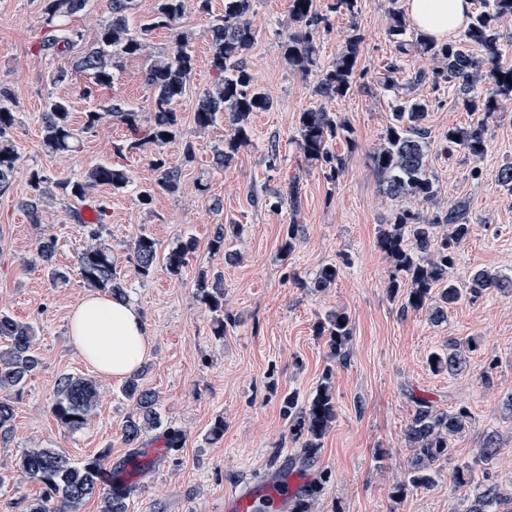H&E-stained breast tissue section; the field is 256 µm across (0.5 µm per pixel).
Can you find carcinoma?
Here are the masks:
<instances>
[{
    "mask_svg": "<svg viewBox=\"0 0 512 512\" xmlns=\"http://www.w3.org/2000/svg\"><path fill=\"white\" fill-rule=\"evenodd\" d=\"M133 2L108 0V18L95 32L91 46L74 57L73 66L88 76L83 97L95 101L85 112L83 129L93 130L107 117L121 124L125 129L124 137L113 146L119 158L139 154L149 145L155 147L150 156V166L156 173L155 186L142 191L139 197L141 205L149 206L155 192L173 195L181 188L182 170L170 162L165 147L179 134L181 115L177 106L187 96L194 72L193 57L187 50L192 34L180 30L187 0H155L151 14L137 23L132 20ZM89 3L90 0H44L39 50L52 55L71 53L77 33L67 27V22ZM252 7V0H224V17L207 33L212 46V85L199 93L193 120L198 129L205 131L214 125L219 115H224V124L231 134L224 146L214 150L213 162L219 169L231 165L238 149L249 141L250 115L273 107L272 100L259 88L246 64L247 53L257 38L248 18ZM326 9L353 17L357 14L358 0H330ZM290 19L293 30L282 42L288 66L307 75H316L315 92L321 97L345 98L352 90L359 64L358 35H349L336 59L326 67L321 63L315 39L316 28L324 20L315 0H291ZM505 19H512V0H483L481 9L470 17L464 38L454 44L437 43L422 34L410 37L403 13L397 10L390 13L388 37L396 51L405 54L416 50L430 55L436 63L431 73L420 72L414 81L429 80L435 88L442 83L449 84L460 106L467 112L479 114L475 122L451 127L445 134L448 144L471 157L484 155L488 147V120L512 102V85L506 83V79H512V64L502 59L504 44L501 43L500 22ZM158 29L172 31L174 42L170 51L150 59L144 71L143 80L151 92L149 112L142 114L116 95L105 105L96 103L112 88L122 61L146 53L149 38ZM429 107L426 99L397 100L371 161L386 196L394 200L408 198L419 207L417 211L410 207L394 211L381 232L380 245L401 273V278L389 281L388 291L394 297L404 294L403 309H425L430 320L439 323L448 318V309L461 300L476 298L492 288H504L506 284L483 269L464 280L448 276L470 231L469 206L460 200L446 210H429L437 196L435 178L427 161L432 143L431 131L425 123ZM17 122L10 95L0 87V188L10 184L19 160L16 146L7 136V131ZM41 129L43 144L51 153L74 152L79 146V131L71 122L70 106L65 99L48 101L41 113ZM341 134H351L347 122L324 108L306 110L299 115L298 149L307 163L320 168L330 182L337 181L346 168L344 157L331 150V142ZM29 182L32 195L23 200L21 206L36 224L39 206L54 195L53 189H60L67 202L79 203L100 186H109L114 192L126 189L130 177L125 166L102 162L65 182H55L34 170ZM272 197L271 206H286L291 214L281 242V252L288 255L304 235L297 187H288L285 194L277 190ZM105 211V205L97 204V219L88 225L87 241L78 252L77 264L89 287L124 298L126 288L116 273L112 251L102 242ZM441 226L447 230L440 234L437 228ZM234 228L233 224L227 228L219 225L210 243L213 252L224 253L230 261L235 259V254L224 250V242L228 231ZM193 248L194 243L189 240L161 256L156 241L141 234L132 246L136 273L147 280L162 267L178 276ZM56 252L55 237L39 239L37 256L51 277L58 279L61 272L56 268ZM340 274L339 265L327 263L318 269L312 288L316 291L329 288ZM195 297L212 312L221 313L216 333L224 335V324L232 322V316L224 311L223 278L200 272L195 281ZM316 332L328 337L331 353L336 358H344L351 334L346 313L328 314L317 325ZM36 335L34 326L0 310V391L22 386L39 368L40 359L34 349ZM429 365L436 372L461 371L463 358L457 352V344L450 342L448 351L432 353ZM122 391L134 404L123 424V441L129 448H142L144 435L162 425L157 397L151 390L141 387L136 376L125 381ZM96 403L97 391L92 381L64 375L59 378L51 411L63 427L78 430L88 424ZM282 414L288 420L292 441L301 444L304 456L308 457L320 447L322 437L336 420V405L329 386L324 383L306 401L293 392L288 393L282 401ZM13 417L10 398L0 394L1 433L9 430ZM471 420L472 414L466 407L440 412L428 402L418 401L405 429L413 457L406 479L395 485L392 497L399 499L411 488L435 485L438 473L434 464L448 456L454 438L469 427ZM163 439L164 447L180 448L184 434L169 424ZM474 478L473 468L468 465L448 474V480L454 485L472 483ZM16 479L34 481L44 487L43 496L31 505L30 512H80L83 504L95 496L103 503L102 512H126L127 500L136 490L135 484L112 472L107 454L75 463L56 448L23 451L16 462ZM506 499L512 502V495L504 492L501 485L486 483L469 512H491V507Z\"/></svg>",
    "mask_w": 512,
    "mask_h": 512,
    "instance_id": "carcinoma-1",
    "label": "carcinoma"
}]
</instances>
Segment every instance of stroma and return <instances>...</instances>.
<instances>
[{
	"instance_id": "obj_1",
	"label": "stroma",
	"mask_w": 512,
	"mask_h": 512,
	"mask_svg": "<svg viewBox=\"0 0 512 512\" xmlns=\"http://www.w3.org/2000/svg\"><path fill=\"white\" fill-rule=\"evenodd\" d=\"M391 8V0H359L357 18L333 13L319 28L316 41L325 64L348 33L361 38L353 91L336 100L316 95L315 76L291 69L283 58L290 0H254L250 18L257 41L247 66L274 106L254 113L249 143L223 170L212 157L228 126L220 122L202 132L192 115L198 91L211 79L205 32L223 17L224 0H210L206 13L187 8L180 27L194 34L188 45L195 59L192 91L178 106L179 136L166 148L170 161L182 168L180 193L159 192L149 207L140 205V191L156 178L144 154L125 159L131 177L125 190L115 194L100 187L93 192L94 198L108 201L103 240L128 298L141 309L153 336L141 382L156 393L163 422L184 433L182 448L171 451L157 432L148 433L147 445L155 455L137 481L128 512H224L225 494L279 468L304 467L325 478L310 512H468L480 483L491 480L512 488V413L503 408L512 393V288L463 300L440 323L426 312L403 310L401 298L388 293L392 264L378 245L397 203L382 192L370 159L397 95L429 100L428 162L439 187L435 205L445 208L461 199L469 205L470 233L450 274L462 278L485 269L511 280L512 192L496 174L512 163V107L489 120V147L482 159L446 151L444 132L469 124L472 116L458 106L450 85L436 90L414 83L415 74L431 71L434 63L416 51L397 54L386 33ZM42 9L43 0H0V86L8 89L18 114L9 136L20 154L11 184L0 189V310L36 328L41 360L40 369L9 394L15 415L9 432L0 436V474L7 477L0 485V512H29L42 494L41 485L13 479L15 463L26 449L59 448L78 462L105 451L115 465L131 455L122 425L132 404L121 392V380L97 377L74 353L68 336L70 310L89 292L76 262L86 229L70 219L58 198L44 200L36 224L20 207L31 195V170L58 180L80 176L97 163L114 161L113 145L124 134L121 125L107 121L81 134L78 152L45 150L40 116L49 98L68 100L77 127L88 103L81 95L85 74L72 72L63 84L51 81L66 60L36 50ZM391 62L398 65L392 91L382 84ZM148 63L144 56L128 58L115 77V93L140 110L150 96L143 82ZM319 106L338 113L352 129L350 138L332 143L333 152L346 159L344 173L333 183L308 166L296 143L300 112ZM188 143L194 148L189 161L183 154ZM273 143L279 148L274 162L268 159ZM291 185L301 197L305 234L285 256L280 244L288 211L270 207L267 193ZM216 197L223 203L218 210L211 207ZM220 224L239 227L237 235L226 239L227 248L240 254L238 263H225L209 247ZM142 233L155 239L162 253L195 240L181 276L161 269L148 280L138 277L132 243ZM44 235L57 239L56 262L66 270V280L50 281L38 262L35 247ZM329 262L342 263L340 277L326 291H314L310 281ZM202 270L224 276V309L235 322L220 335L213 314L194 297V281ZM331 311L346 312L350 319L342 361L331 355L326 337L316 333ZM452 340L465 359L462 371L432 372L428 355ZM65 374L93 380L99 392L88 424L76 431L62 427L51 412L58 379ZM325 379L337 419L305 464L281 402L291 391L312 397ZM418 398L439 411L468 407L473 420L455 437L447 459L437 463L436 484L408 490L397 500L391 492L412 457L404 433ZM218 421L224 434L216 439L211 429ZM490 434L499 449L484 460L480 450ZM463 463L473 466L475 484H449V473Z\"/></svg>"
}]
</instances>
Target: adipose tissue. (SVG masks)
<instances>
[{
  "label": "adipose tissue",
  "mask_w": 512,
  "mask_h": 512,
  "mask_svg": "<svg viewBox=\"0 0 512 512\" xmlns=\"http://www.w3.org/2000/svg\"><path fill=\"white\" fill-rule=\"evenodd\" d=\"M414 26L445 41L465 28L470 0H406ZM69 338L78 356L101 378L136 373L152 349V336L135 304L104 293L83 297L71 309Z\"/></svg>",
  "instance_id": "1"
}]
</instances>
